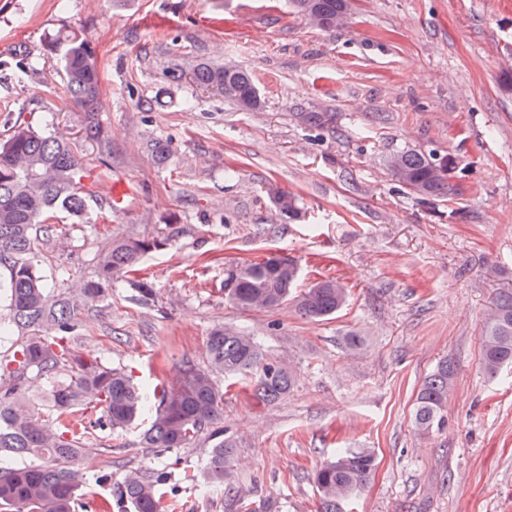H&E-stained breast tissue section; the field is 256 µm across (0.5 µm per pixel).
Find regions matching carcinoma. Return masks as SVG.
<instances>
[{"instance_id":"1","label":"carcinoma","mask_w":512,"mask_h":512,"mask_svg":"<svg viewBox=\"0 0 512 512\" xmlns=\"http://www.w3.org/2000/svg\"><path fill=\"white\" fill-rule=\"evenodd\" d=\"M298 12L324 29L343 27L351 15V0H292ZM47 52L59 57L71 105L81 112L100 106V79L93 51L75 36L57 37ZM193 81L204 89L220 88L224 97L246 110L260 104L249 73L236 66L218 68L201 63ZM301 122L329 128L325 112H301ZM454 160L416 150H398L386 161L390 176L411 193L429 198L452 190L449 174ZM85 164L74 143L57 132H38L17 124L0 143V266L8 271L4 291L7 325L26 333L12 353L0 359V512H75L82 495L93 491L78 462L86 451L85 425L71 419L89 405L99 407L93 424L101 430L130 427L156 403L145 448H191L206 436L213 443L201 475L185 479L206 489L236 497L239 488L232 465L236 440L221 426L224 392L214 375L224 374L251 385V396L267 405L288 394L292 372L270 359L251 336L233 327H218L207 339L209 367L187 362L176 383L136 385L121 367L84 358L70 347L82 307L109 296L112 283L138 271L143 257L171 244L170 236L112 238L98 253L95 275L73 292L52 296L36 260L38 240L57 235L56 214L80 217L90 192L83 185ZM273 202L281 220L299 218L294 195L277 191ZM299 267L271 253L257 261L226 270L224 300L244 310L274 311L290 304L302 318L321 321L347 303L349 290L328 279L298 289ZM135 300L154 301L151 284L131 282ZM483 370L494 377L512 364V289L499 292L481 328ZM453 368L441 361L427 375L415 398L412 423L428 435L445 422ZM376 469L370 448H339L314 473L321 512H343V505L364 487ZM169 475L157 471L146 477L128 471L112 485L109 496L96 504L97 512L126 506L131 512H164L160 487Z\"/></svg>"}]
</instances>
